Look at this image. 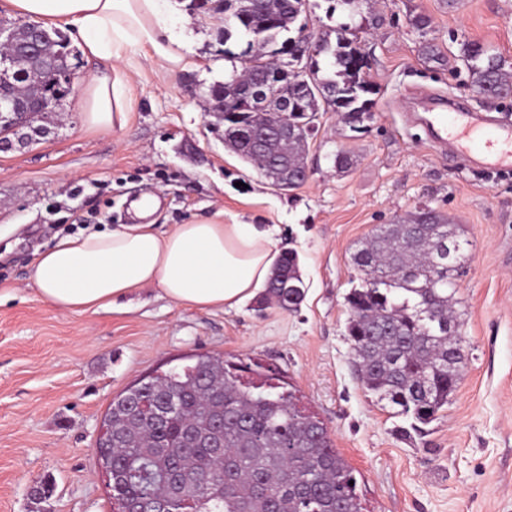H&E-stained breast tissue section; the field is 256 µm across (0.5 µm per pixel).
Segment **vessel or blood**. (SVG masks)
Here are the masks:
<instances>
[{"mask_svg": "<svg viewBox=\"0 0 512 512\" xmlns=\"http://www.w3.org/2000/svg\"><path fill=\"white\" fill-rule=\"evenodd\" d=\"M429 104V110L416 114L415 119L430 149L458 155L483 170L512 172L511 123L497 122L479 112L448 111L436 97L430 98Z\"/></svg>", "mask_w": 512, "mask_h": 512, "instance_id": "b4317fda", "label": "vessel or blood"}]
</instances>
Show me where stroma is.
<instances>
[{
	"mask_svg": "<svg viewBox=\"0 0 512 512\" xmlns=\"http://www.w3.org/2000/svg\"><path fill=\"white\" fill-rule=\"evenodd\" d=\"M178 2L183 61L129 55L124 126L88 130L79 88L47 118L49 135L0 151V512H112L95 443L113 398L205 354L278 369L354 468L368 512H512V175L449 164L404 118L420 88L512 115V98L473 96L460 59L462 43L480 42L512 70V0H360L350 15L309 0L306 34L345 21L358 29L375 105L359 133L336 113L320 116L309 178L290 192L228 150L207 110L209 86L233 70L225 50L242 49L225 39L223 11L216 0ZM342 149L354 161L344 173L334 167ZM144 194L160 202L161 233L219 212L278 225L279 249L298 254V310L252 299L205 311L147 287L94 314L61 313L28 288L35 246L119 228ZM425 207L470 243L456 294L466 356L447 406L409 441L402 418L352 372L345 296L359 242ZM41 481L50 492L37 499Z\"/></svg>",
	"mask_w": 512,
	"mask_h": 512,
	"instance_id": "1",
	"label": "stroma"
}]
</instances>
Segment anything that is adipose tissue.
<instances>
[{
    "label": "adipose tissue",
    "mask_w": 512,
    "mask_h": 512,
    "mask_svg": "<svg viewBox=\"0 0 512 512\" xmlns=\"http://www.w3.org/2000/svg\"><path fill=\"white\" fill-rule=\"evenodd\" d=\"M170 0H8L20 15L75 31L86 58L110 62L85 83L83 123L108 131L125 125L128 54L179 63L172 46L186 38L170 20ZM156 201L133 202L135 223L79 233L36 253L28 284L39 299L66 313H95L139 288L158 287L175 304L202 310L238 308L265 288L279 251L271 230L201 218L166 234L146 222Z\"/></svg>",
    "instance_id": "adipose-tissue-1"
}]
</instances>
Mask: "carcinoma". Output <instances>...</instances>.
Masks as SVG:
<instances>
[{
	"instance_id": "obj_1",
	"label": "carcinoma",
	"mask_w": 512,
	"mask_h": 512,
	"mask_svg": "<svg viewBox=\"0 0 512 512\" xmlns=\"http://www.w3.org/2000/svg\"><path fill=\"white\" fill-rule=\"evenodd\" d=\"M267 0L259 14L266 30L253 34V14L245 0H224V40L247 39L251 65L209 87L208 95L227 101L224 144L266 174L277 173L284 189L302 182L305 147L321 112H338L357 132L374 100L365 78L368 60L357 37L340 26L330 40L294 27L305 0ZM297 31V36L290 33ZM47 53L60 68L69 67L71 51L60 33L52 35ZM476 92L487 98L512 96V73L504 61L479 43L461 47ZM333 58L336 71L319 75L318 57ZM305 69L302 80L280 78L277 96H257L270 75L285 63ZM264 105L269 131L255 145L250 107ZM293 129L287 139L276 127ZM468 240L457 225L433 209H420L403 224L375 227L351 261L359 284L345 300L350 311L346 339L362 386L395 407L394 416L409 426L401 433H425L454 393L465 345L455 311V281L465 268ZM305 296L298 255L281 251L265 300L294 311ZM141 407L128 412L131 390L112 400L105 423L112 441L101 443L100 458L112 461V512L139 500L149 509L166 502L170 512H364L353 469L334 448L324 424L300 407L294 392L279 376L217 356H200L192 365L173 367L137 386ZM224 394V459L230 464L229 492L224 500L209 498L204 487L221 467L202 442L184 458L175 455L192 429L207 432L215 413L212 394ZM176 397L178 411L161 414V396Z\"/></svg>"
}]
</instances>
